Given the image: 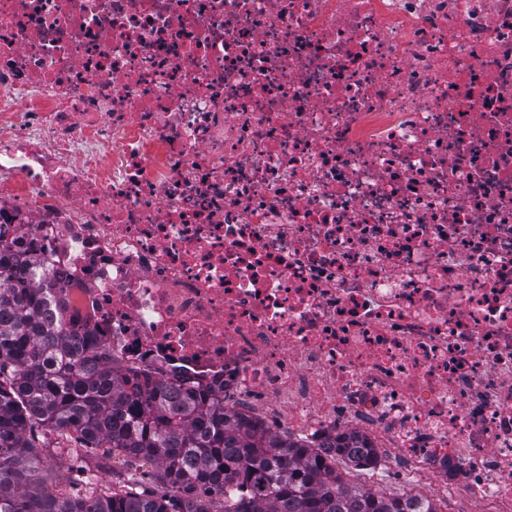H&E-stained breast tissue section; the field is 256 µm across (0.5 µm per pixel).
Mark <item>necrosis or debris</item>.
Wrapping results in <instances>:
<instances>
[{"mask_svg": "<svg viewBox=\"0 0 512 512\" xmlns=\"http://www.w3.org/2000/svg\"><path fill=\"white\" fill-rule=\"evenodd\" d=\"M116 367L512 512V0H0V248Z\"/></svg>", "mask_w": 512, "mask_h": 512, "instance_id": "4bbe7bcc", "label": "necrosis or debris"}]
</instances>
